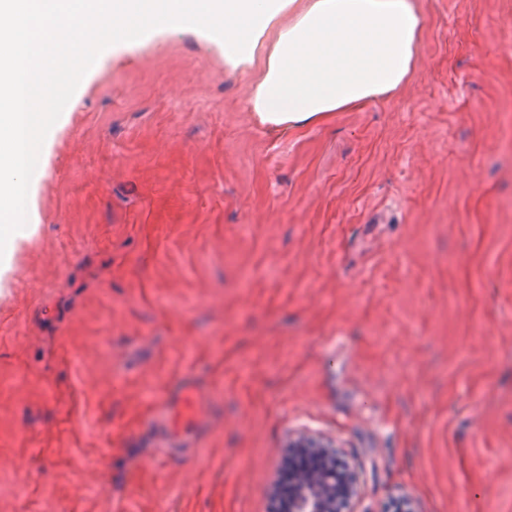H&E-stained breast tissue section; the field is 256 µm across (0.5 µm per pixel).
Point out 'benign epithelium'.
<instances>
[{
  "label": "benign epithelium",
  "mask_w": 512,
  "mask_h": 512,
  "mask_svg": "<svg viewBox=\"0 0 512 512\" xmlns=\"http://www.w3.org/2000/svg\"><path fill=\"white\" fill-rule=\"evenodd\" d=\"M337 441L300 430L288 440V493L276 512H349L359 498L354 470L336 463Z\"/></svg>",
  "instance_id": "obj_1"
}]
</instances>
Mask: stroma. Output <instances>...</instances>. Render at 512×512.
<instances>
[{
  "instance_id": "obj_1",
  "label": "stroma",
  "mask_w": 512,
  "mask_h": 512,
  "mask_svg": "<svg viewBox=\"0 0 512 512\" xmlns=\"http://www.w3.org/2000/svg\"><path fill=\"white\" fill-rule=\"evenodd\" d=\"M393 97L277 136L189 29L94 56L0 279V512H512V0H418ZM336 439L300 430L288 440V493L277 512H354L350 506L359 498L354 470L336 463Z\"/></svg>"
}]
</instances>
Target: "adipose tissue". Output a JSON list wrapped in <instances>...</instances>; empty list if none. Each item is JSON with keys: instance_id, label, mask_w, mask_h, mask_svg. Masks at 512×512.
<instances>
[{"instance_id": "1", "label": "adipose tissue", "mask_w": 512, "mask_h": 512, "mask_svg": "<svg viewBox=\"0 0 512 512\" xmlns=\"http://www.w3.org/2000/svg\"><path fill=\"white\" fill-rule=\"evenodd\" d=\"M425 18L414 0H0V277L35 229L31 161L88 54L189 28L224 65L257 67L249 110L285 133L391 97L413 74Z\"/></svg>"}]
</instances>
